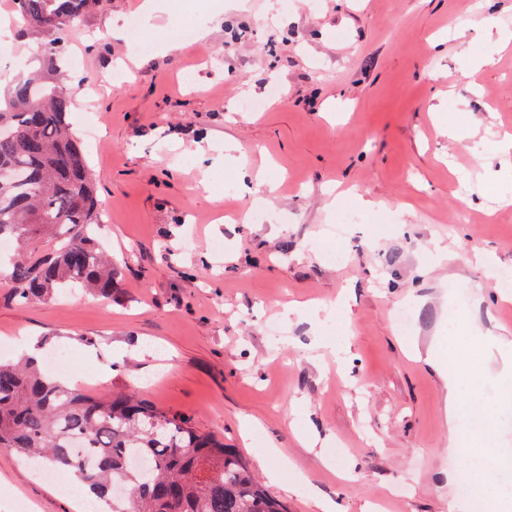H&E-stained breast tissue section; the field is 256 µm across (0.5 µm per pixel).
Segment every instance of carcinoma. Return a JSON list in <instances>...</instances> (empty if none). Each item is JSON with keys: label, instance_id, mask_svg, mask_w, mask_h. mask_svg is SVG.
Masks as SVG:
<instances>
[{"label": "carcinoma", "instance_id": "obj_1", "mask_svg": "<svg viewBox=\"0 0 512 512\" xmlns=\"http://www.w3.org/2000/svg\"><path fill=\"white\" fill-rule=\"evenodd\" d=\"M21 33L44 37V69L0 92V240L15 244L0 279L14 299H47L58 288L110 298L121 272L96 239L103 223L95 177L68 122L73 95L57 74L67 36L92 0H15ZM58 248L42 253L41 238ZM0 448L66 475L73 473L109 512H286L234 448L134 393H91L32 362L0 360ZM138 455L144 470L129 469ZM129 487L117 497L113 482Z\"/></svg>", "mask_w": 512, "mask_h": 512}]
</instances>
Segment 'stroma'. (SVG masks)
I'll list each match as a JSON object with an SVG mask.
<instances>
[{"label":"stroma","mask_w":512,"mask_h":512,"mask_svg":"<svg viewBox=\"0 0 512 512\" xmlns=\"http://www.w3.org/2000/svg\"><path fill=\"white\" fill-rule=\"evenodd\" d=\"M141 2L96 0L64 53L78 63L69 120L121 286L109 299L18 303L0 284V349L14 358L28 339L75 353L96 374L70 383L182 412L255 473L278 447L288 478L267 488L288 512H318L317 494L337 512H461L450 474L499 480L483 449L448 450L449 365L476 363L463 399L482 405L494 455L512 456V404L477 342L512 340V307L475 300L481 255L512 269V207L496 202L512 183H483L500 164L492 144L512 135V45L487 31L512 29V0H491L484 25L478 0H166L135 50L112 29L140 18ZM175 22L188 35L172 52ZM41 40L17 35L0 52L1 87L37 66ZM471 45L493 57L474 72L462 68ZM244 101L261 111L243 114ZM448 117L463 139L441 133ZM228 140L252 172L232 195ZM256 205L265 220L229 222ZM351 210L364 218L353 237H327ZM439 246L451 260L435 263ZM399 307L409 330L393 320ZM433 350L448 365L426 362ZM20 504L83 512L80 491L0 449V512Z\"/></svg>","instance_id":"35a3bbf8"}]
</instances>
